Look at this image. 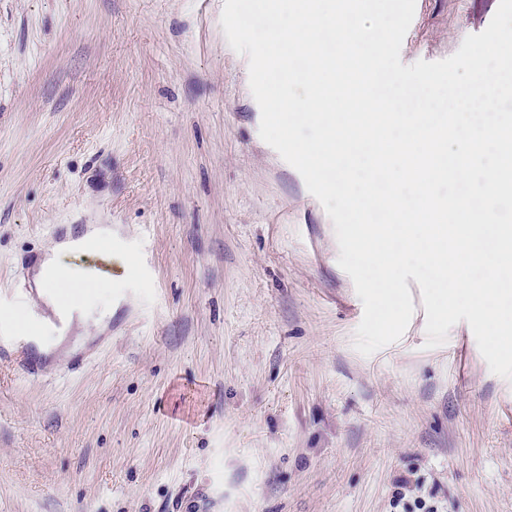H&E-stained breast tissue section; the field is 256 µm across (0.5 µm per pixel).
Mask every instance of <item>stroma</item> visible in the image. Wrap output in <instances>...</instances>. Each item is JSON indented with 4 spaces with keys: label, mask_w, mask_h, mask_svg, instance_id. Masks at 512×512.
Instances as JSON below:
<instances>
[{
    "label": "stroma",
    "mask_w": 512,
    "mask_h": 512,
    "mask_svg": "<svg viewBox=\"0 0 512 512\" xmlns=\"http://www.w3.org/2000/svg\"><path fill=\"white\" fill-rule=\"evenodd\" d=\"M224 0H0V321L66 224L120 254L112 301L29 379L0 362V512H512V381L467 322L354 348L334 226L259 135ZM499 0H416L400 58L453 55ZM148 262L149 276L139 274Z\"/></svg>",
    "instance_id": "1"
}]
</instances>
